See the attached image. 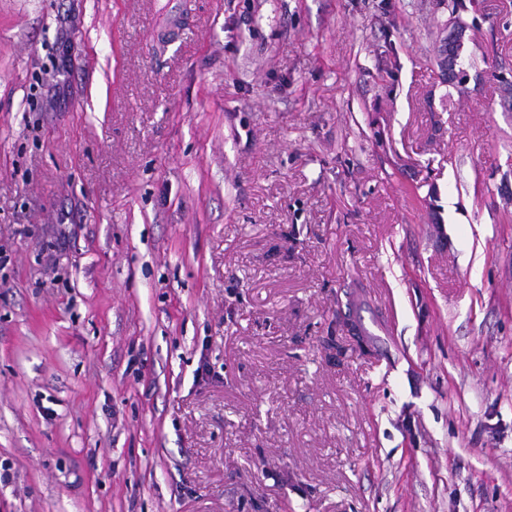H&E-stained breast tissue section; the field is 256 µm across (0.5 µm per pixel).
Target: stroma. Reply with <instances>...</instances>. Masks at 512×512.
Here are the masks:
<instances>
[{
  "label": "stroma",
  "mask_w": 512,
  "mask_h": 512,
  "mask_svg": "<svg viewBox=\"0 0 512 512\" xmlns=\"http://www.w3.org/2000/svg\"><path fill=\"white\" fill-rule=\"evenodd\" d=\"M503 74L512 0H0V512H512ZM468 28L466 27L464 30H460L454 25V21L449 22L448 26V38L444 43L443 53H442V70L444 75L449 79L453 75V57L456 51H460L464 44L465 35Z\"/></svg>",
  "instance_id": "35a3bbf8"
}]
</instances>
